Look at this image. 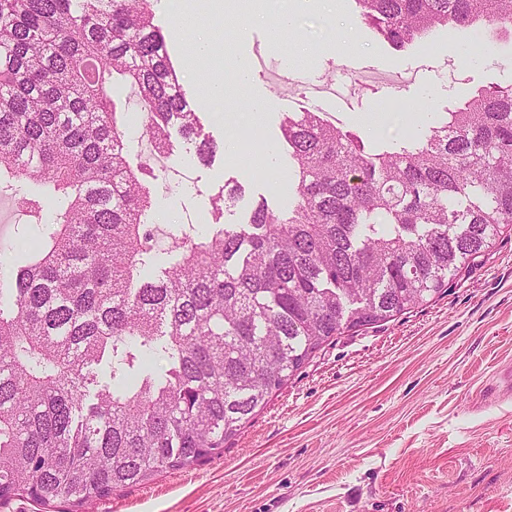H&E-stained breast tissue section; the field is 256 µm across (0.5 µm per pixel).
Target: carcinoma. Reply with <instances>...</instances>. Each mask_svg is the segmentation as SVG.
I'll return each mask as SVG.
<instances>
[{
	"label": "carcinoma",
	"mask_w": 512,
	"mask_h": 512,
	"mask_svg": "<svg viewBox=\"0 0 512 512\" xmlns=\"http://www.w3.org/2000/svg\"><path fill=\"white\" fill-rule=\"evenodd\" d=\"M355 4L399 49L449 23L512 28V0ZM116 74L155 152L174 130L201 138L147 0H0V177L42 224L0 276V503L79 512L221 453L329 338L428 301L512 231V86H491L390 150L285 114L288 212L262 197L239 224L183 231L150 274ZM240 193L212 198L214 215ZM54 507L43 508L38 506L26 497H14L4 504H0V512H57L54 510L67 509V504L59 503V500L53 504Z\"/></svg>",
	"instance_id": "obj_1"
}]
</instances>
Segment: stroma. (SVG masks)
Here are the masks:
<instances>
[{
    "mask_svg": "<svg viewBox=\"0 0 512 512\" xmlns=\"http://www.w3.org/2000/svg\"><path fill=\"white\" fill-rule=\"evenodd\" d=\"M225 27L206 0H148L190 103L200 106L211 162L173 135L153 156L145 114L129 84L114 101L130 164L150 161L156 215L153 262H171L179 225L236 223L259 197L287 208L274 185L288 172L284 113L321 107L329 121L370 146L415 140L448 109L481 88L512 85V36L483 23L437 28L394 49L360 23L354 0H224ZM194 27L174 39L179 18ZM214 31L217 56L235 70L249 64L244 87L227 89L224 109L207 106L214 69L190 70L184 56L196 32ZM361 80L345 84L346 70ZM338 94L325 90L329 81ZM265 111H254L256 101ZM405 101L406 125L385 105ZM259 129L254 159L242 161L241 124ZM245 189L214 218L210 200L228 183ZM26 217L0 188V256L20 248ZM512 367V233L497 237L466 273L449 278L430 301L380 325L331 337L267 406L224 443L222 453L97 499L84 512H512V393L487 386Z\"/></svg>",
    "mask_w": 512,
    "mask_h": 512,
    "instance_id": "stroma-1",
    "label": "stroma"
}]
</instances>
